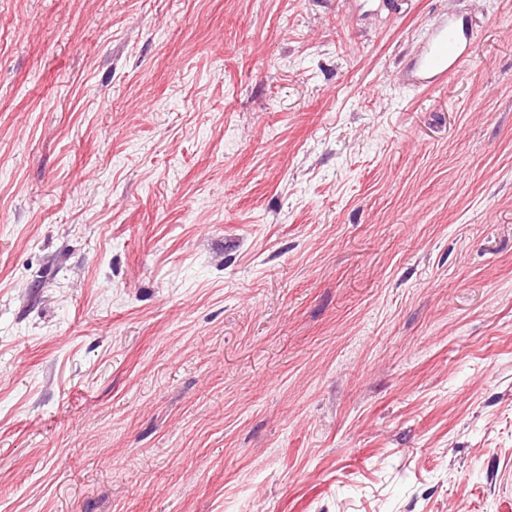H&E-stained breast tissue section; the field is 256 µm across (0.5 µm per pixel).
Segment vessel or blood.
<instances>
[{"mask_svg": "<svg viewBox=\"0 0 512 512\" xmlns=\"http://www.w3.org/2000/svg\"><path fill=\"white\" fill-rule=\"evenodd\" d=\"M474 33L465 22L449 15L428 34L410 67L423 84H430L458 71L466 61Z\"/></svg>", "mask_w": 512, "mask_h": 512, "instance_id": "1", "label": "vessel or blood"}]
</instances>
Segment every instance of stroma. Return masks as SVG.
<instances>
[{"label": "stroma", "instance_id": "1", "mask_svg": "<svg viewBox=\"0 0 512 512\" xmlns=\"http://www.w3.org/2000/svg\"><path fill=\"white\" fill-rule=\"evenodd\" d=\"M0 512H512V0H0ZM474 38L473 29L455 16L448 15L426 37L410 68L424 85L435 83L458 71L466 61Z\"/></svg>", "mask_w": 512, "mask_h": 512}]
</instances>
